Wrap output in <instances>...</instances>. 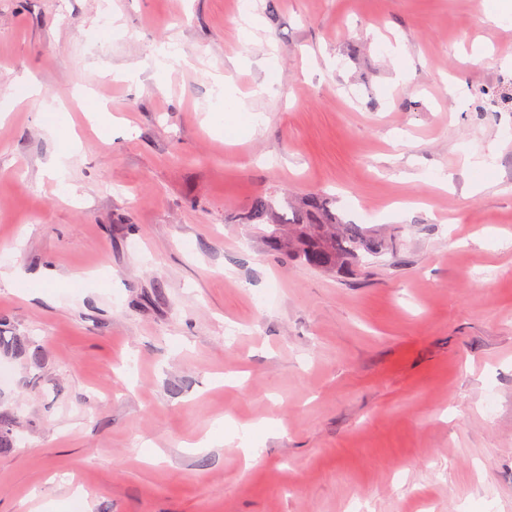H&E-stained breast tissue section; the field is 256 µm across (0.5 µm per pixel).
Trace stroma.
Here are the masks:
<instances>
[{
	"mask_svg": "<svg viewBox=\"0 0 512 512\" xmlns=\"http://www.w3.org/2000/svg\"><path fill=\"white\" fill-rule=\"evenodd\" d=\"M510 81L512 0H0V512H512ZM316 193L392 248L244 221ZM281 206L275 196L260 197L252 205L247 223L268 224L267 235L310 266L322 270L361 268L364 258L390 249V240L370 235L345 221L323 196L307 195ZM6 333H11V335L5 336ZM0 356L11 360H20L27 366V369L35 370L41 368L43 359L41 347L36 341L6 329L2 330L1 323ZM19 417L12 409L0 410V453L18 449Z\"/></svg>",
	"mask_w": 512,
	"mask_h": 512,
	"instance_id": "obj_1",
	"label": "stroma"
}]
</instances>
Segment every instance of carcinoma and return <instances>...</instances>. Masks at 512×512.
Returning <instances> with one entry per match:
<instances>
[{
    "label": "carcinoma",
    "mask_w": 512,
    "mask_h": 512,
    "mask_svg": "<svg viewBox=\"0 0 512 512\" xmlns=\"http://www.w3.org/2000/svg\"><path fill=\"white\" fill-rule=\"evenodd\" d=\"M487 104L512 109V84L492 94ZM246 222L268 225L267 235L280 247L307 264L322 270L353 269L364 258L390 249V240L370 235L336 213L332 203L319 195H307L283 207L275 196L260 197L252 205ZM0 356L22 361L29 369H40L42 350L27 336L0 329ZM19 417L11 409L0 410V453L18 448Z\"/></svg>",
    "instance_id": "carcinoma-1"
}]
</instances>
